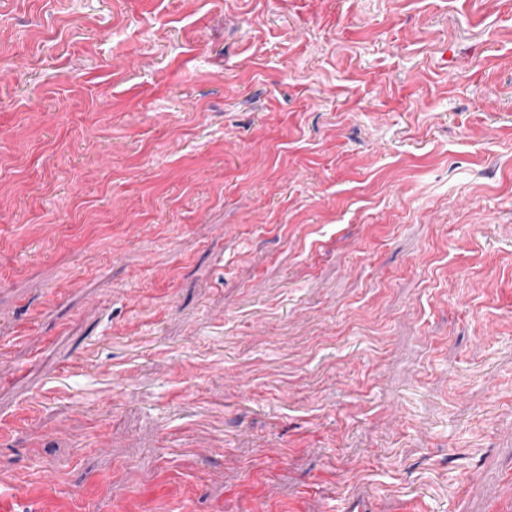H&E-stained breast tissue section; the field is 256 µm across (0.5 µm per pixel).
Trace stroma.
<instances>
[{"mask_svg": "<svg viewBox=\"0 0 512 512\" xmlns=\"http://www.w3.org/2000/svg\"><path fill=\"white\" fill-rule=\"evenodd\" d=\"M0 512H512V0H5Z\"/></svg>", "mask_w": 512, "mask_h": 512, "instance_id": "1", "label": "stroma"}]
</instances>
